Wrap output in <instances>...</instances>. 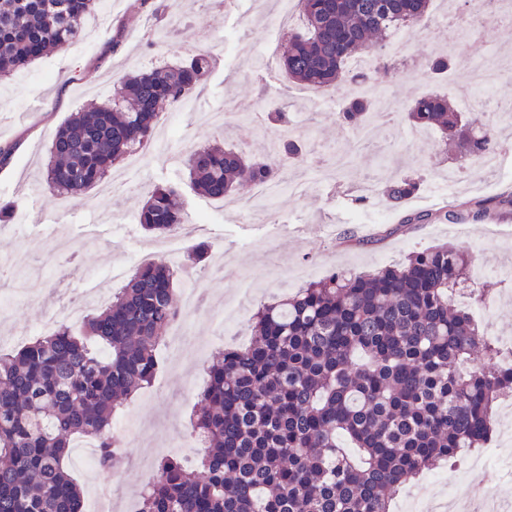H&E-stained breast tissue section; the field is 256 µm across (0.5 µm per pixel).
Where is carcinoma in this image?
Returning a JSON list of instances; mask_svg holds the SVG:
<instances>
[{
  "mask_svg": "<svg viewBox=\"0 0 512 512\" xmlns=\"http://www.w3.org/2000/svg\"><path fill=\"white\" fill-rule=\"evenodd\" d=\"M99 0H0V81L76 39ZM300 31L288 32V78L336 87L397 72L370 39L429 16L431 0H298ZM373 58L372 70L348 62ZM216 59L184 61L126 77L121 96L76 112L54 132L45 189L77 197L97 187L150 134L164 102H183L205 83ZM459 65L435 57L439 75ZM377 101L357 100L337 115L359 128ZM414 127L439 130L463 161L482 163L500 147L497 127H474L449 99L427 95L404 109ZM268 125L288 130L271 105ZM303 162L292 133L256 159L223 146L184 159L201 195L222 200L277 176L279 154ZM420 180L402 175L381 194L396 205ZM512 210V195L464 201L444 214L403 216L405 224ZM178 185L155 187L139 214L144 230L167 235L182 223ZM474 255L451 246L410 252L395 266L322 280L259 307L253 339L209 367L190 417L202 448L188 471L168 456L146 487L139 512H389L397 487L437 463L482 447L498 395L512 393V366L486 361L491 345L451 292L474 280ZM176 307L173 271L160 259L136 269L103 311L83 319V335L60 324L0 355V512H81L66 465L71 439L86 436L98 465L119 460L112 416L120 398L151 384L156 348Z\"/></svg>",
  "mask_w": 512,
  "mask_h": 512,
  "instance_id": "cac0c4a2",
  "label": "carcinoma"
}]
</instances>
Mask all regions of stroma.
Masks as SVG:
<instances>
[{"label":"stroma","mask_w":512,"mask_h":512,"mask_svg":"<svg viewBox=\"0 0 512 512\" xmlns=\"http://www.w3.org/2000/svg\"><path fill=\"white\" fill-rule=\"evenodd\" d=\"M158 2L112 0L108 20L89 17L77 41L0 83V146H10L12 152L9 166L0 169V206L13 212L9 223L0 224V294L8 296L5 310H0V353L34 340L43 320L60 315L72 296L82 292L87 273L132 266L134 255L154 245L156 238L142 228L139 213L148 191L161 183L181 187L184 221L199 225L195 239L208 247L199 286L209 305L235 306L240 318L223 335L204 314L187 318L181 361L173 367L160 365L152 384L121 408V417L132 418L136 425L125 447L130 458L154 462L174 453L193 461L194 449L173 451L169 444L185 434L187 418L206 380L199 343H206L212 354L248 343L257 304L300 287V280L288 275L294 268L306 269L309 280L316 281L335 270L360 273L391 265L410 251L435 244L466 248L474 252L478 264L495 266L482 278L488 297L497 302L482 319L489 339L512 336V219L467 222L463 237L445 220L399 224L401 213L407 211L512 194V177L473 166L454 191H447L443 174L457 165V157L437 139L409 148L412 128L405 122L380 129L374 141L355 150V130L340 126L336 114L343 103L357 100L356 84L347 81L338 89L316 92L289 81L283 65L271 70L262 65L265 49L278 48L281 42L272 23L277 0H223L219 5L213 0H181L178 30L150 43L140 31L142 19L151 18L159 29L169 23L168 13L157 11ZM448 9L445 0H432L426 24L413 27L417 57L429 60L447 52L448 29L440 15ZM204 29L223 42L225 51L203 90L187 103L160 111L152 136L163 144L150 149L130 171L128 189L109 198L93 189L77 199L45 190L41 170L48 162L55 128L82 106L112 99L125 76L208 49V41L199 37ZM508 29L505 22L494 19L482 24L481 39L469 41L463 60L477 63L497 52L512 55ZM464 82L459 69L443 79L424 69L409 76L397 74L380 88L405 106L429 94L458 98ZM270 103L287 112L293 130L322 157L352 152L344 180L364 188L368 204L357 207L342 192L332 191V178L303 166L287 169L289 180L302 184L301 194H284L272 203L271 215L244 221L237 209L193 188L183 162L187 152L212 142L262 151L270 130L249 125L244 116ZM199 112H230L236 119L225 128L200 127L194 120ZM420 168L425 176L419 191L402 206L387 207L386 221L378 222L372 201L380 196V184ZM357 210L364 213L359 225L351 221ZM32 277L38 280L34 303L23 293ZM467 462L463 456L406 482L393 497L396 512H402L414 495L440 499L448 478L464 470Z\"/></svg>","instance_id":"obj_1"}]
</instances>
